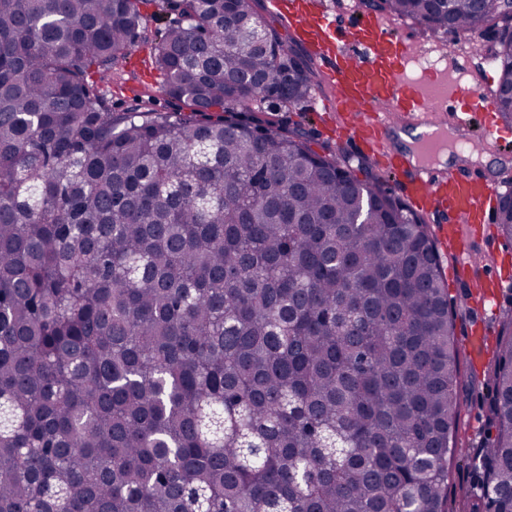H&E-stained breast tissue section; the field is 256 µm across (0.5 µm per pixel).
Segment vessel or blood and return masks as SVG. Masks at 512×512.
I'll list each match as a JSON object with an SVG mask.
<instances>
[{
  "instance_id": "1",
  "label": "vessel or blood",
  "mask_w": 512,
  "mask_h": 512,
  "mask_svg": "<svg viewBox=\"0 0 512 512\" xmlns=\"http://www.w3.org/2000/svg\"><path fill=\"white\" fill-rule=\"evenodd\" d=\"M298 38L313 50L332 94L325 110L337 113L347 135L388 162L392 177L406 184L408 204L419 213L433 210L448 216L443 245L454 258V272L476 281L483 319L498 317L502 281L491 264L479 263L467 242L492 223L498 200L495 183L475 168L448 171L430 164L441 134L453 130L465 140H478L498 152L512 143V130L496 118L494 104L478 92L449 81L446 71L430 69L413 79L408 70L419 54L412 40L377 18L339 27L318 0H270ZM422 129L415 148L424 163L392 148L386 132L394 121Z\"/></svg>"
}]
</instances>
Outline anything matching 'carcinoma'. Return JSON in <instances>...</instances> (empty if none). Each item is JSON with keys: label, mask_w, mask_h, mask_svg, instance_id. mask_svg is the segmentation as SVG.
<instances>
[{"label": "carcinoma", "mask_w": 512, "mask_h": 512, "mask_svg": "<svg viewBox=\"0 0 512 512\" xmlns=\"http://www.w3.org/2000/svg\"><path fill=\"white\" fill-rule=\"evenodd\" d=\"M382 2L502 27L476 46L512 84L493 12ZM174 7L152 64L188 111L117 112L93 77L140 0H0V512H448L458 348L424 216L251 115L319 85L254 0L231 26L224 0ZM491 380L471 512H512L511 312Z\"/></svg>", "instance_id": "obj_1"}]
</instances>
